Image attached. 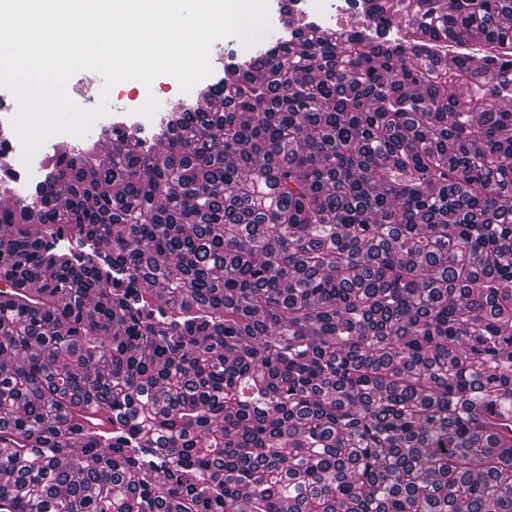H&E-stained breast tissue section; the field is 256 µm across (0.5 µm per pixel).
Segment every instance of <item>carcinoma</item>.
Listing matches in <instances>:
<instances>
[{
  "label": "carcinoma",
  "mask_w": 512,
  "mask_h": 512,
  "mask_svg": "<svg viewBox=\"0 0 512 512\" xmlns=\"http://www.w3.org/2000/svg\"><path fill=\"white\" fill-rule=\"evenodd\" d=\"M354 3L0 168V499L512 512V0ZM61 140H67L74 146L80 145L84 140V135L76 136L67 132H58L49 136L36 150L29 164H26L22 158H19L13 154L17 152L18 143L12 139H7L6 142H2L0 139V147L2 150L10 154L7 160L10 162L12 167L17 170L20 177L17 178L15 189L17 190L19 198L27 199L34 191L35 184L41 180V169L40 163L43 157L52 152L54 145Z\"/></svg>",
  "instance_id": "obj_1"
}]
</instances>
